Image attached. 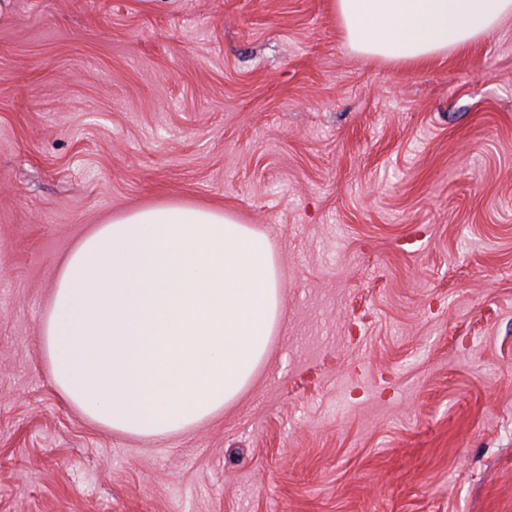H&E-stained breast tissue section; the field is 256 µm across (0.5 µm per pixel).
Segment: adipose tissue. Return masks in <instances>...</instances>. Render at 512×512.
Listing matches in <instances>:
<instances>
[{"label":"adipose tissue","mask_w":512,"mask_h":512,"mask_svg":"<svg viewBox=\"0 0 512 512\" xmlns=\"http://www.w3.org/2000/svg\"><path fill=\"white\" fill-rule=\"evenodd\" d=\"M358 54L442 56L512 19V0H332ZM284 306L270 240L221 210L167 201L112 215L59 266L40 349L93 422L177 433L249 387Z\"/></svg>","instance_id":"obj_1"}]
</instances>
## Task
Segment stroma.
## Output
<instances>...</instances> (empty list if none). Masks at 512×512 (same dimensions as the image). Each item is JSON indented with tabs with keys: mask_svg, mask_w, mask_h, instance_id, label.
Wrapping results in <instances>:
<instances>
[{
	"mask_svg": "<svg viewBox=\"0 0 512 512\" xmlns=\"http://www.w3.org/2000/svg\"><path fill=\"white\" fill-rule=\"evenodd\" d=\"M169 200L266 234L285 303L239 400L141 439L38 339L76 241ZM0 512H512V24L402 67L331 0H15Z\"/></svg>",
	"mask_w": 512,
	"mask_h": 512,
	"instance_id": "stroma-1",
	"label": "stroma"
}]
</instances>
